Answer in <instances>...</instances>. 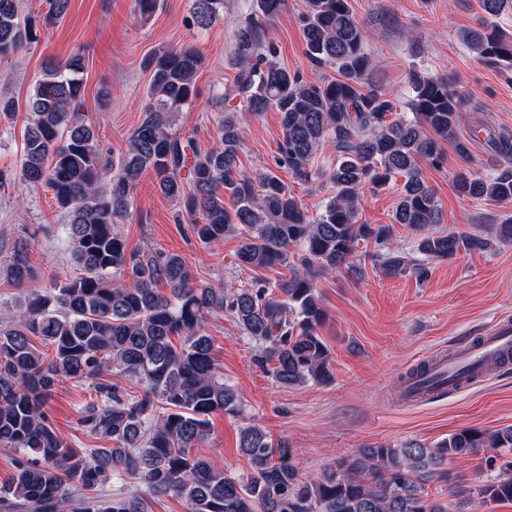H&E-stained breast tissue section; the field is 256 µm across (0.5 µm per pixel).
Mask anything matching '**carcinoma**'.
Returning <instances> with one entry per match:
<instances>
[{
    "instance_id": "1",
    "label": "carcinoma",
    "mask_w": 512,
    "mask_h": 512,
    "mask_svg": "<svg viewBox=\"0 0 512 512\" xmlns=\"http://www.w3.org/2000/svg\"><path fill=\"white\" fill-rule=\"evenodd\" d=\"M282 0H255V16L237 33L234 83L214 97L222 111L219 146L202 151L192 136L172 127L173 116L198 98L204 58L193 46L160 50L149 60L145 110L118 162L106 159L80 112L84 53L50 61L26 101L17 178L29 189L50 190L65 210L76 274L53 280L28 299L26 310L0 326V447L15 452L14 473L0 485L3 512H145L137 492L106 494L114 480L144 486L155 498L185 500L189 512H449L428 497L426 484L449 480L448 459L479 448H502L498 474L461 493L483 502L512 501V427L495 432L463 428L430 448L407 440L375 443L340 459L314 477L290 461L261 426L238 435L250 473L236 476L193 449L209 435V417L239 414V399L212 355L207 319L232 317L254 343L257 360L285 387L332 380L331 353L320 336L326 311L315 280L360 270L357 249L388 275L426 276L427 264L460 252L484 250L489 239L438 228L442 211L420 176V162H443L435 135L453 143L467 161L471 140L460 138L464 101L448 79L415 71L411 116L370 81L375 63L351 0H307L301 17L304 53L337 76L309 82L273 60L259 18L277 15ZM50 22L63 20L71 0H48ZM483 15L463 40L487 63L512 67V36L497 18L512 0H479ZM224 12V0H193L194 26L206 29ZM37 40L35 22L21 16L19 0H0V58ZM240 96L248 111L281 115L278 165L294 178L313 180L311 166L327 142L336 150L329 179L335 194L317 217L273 173L254 180L238 167L245 130L224 104ZM505 158L512 135L487 134ZM176 207L177 223L214 244L240 237L238 264L255 272L283 267L289 275L272 290L256 278L249 286L213 288L197 283L194 267L177 253L128 250L120 224L133 208L143 174ZM404 177L394 221L412 234L419 263L392 243V225L359 222L364 191ZM458 191L473 198L512 201V167L491 178L465 173ZM235 202L231 211L224 195ZM27 241L12 250L0 274L14 284L36 277ZM52 349L47 354L46 348ZM117 374L127 390L107 379ZM62 378L90 380L95 399L80 424L110 448H75L51 422L47 402Z\"/></svg>"
}]
</instances>
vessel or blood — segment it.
<instances>
[{
  "label": "vessel or blood",
  "instance_id": "vessel-or-blood-1",
  "mask_svg": "<svg viewBox=\"0 0 512 512\" xmlns=\"http://www.w3.org/2000/svg\"><path fill=\"white\" fill-rule=\"evenodd\" d=\"M512 354V320L501 319L489 335L467 343L452 357L439 356L430 363L437 388L468 384L494 372L500 360Z\"/></svg>",
  "mask_w": 512,
  "mask_h": 512
}]
</instances>
